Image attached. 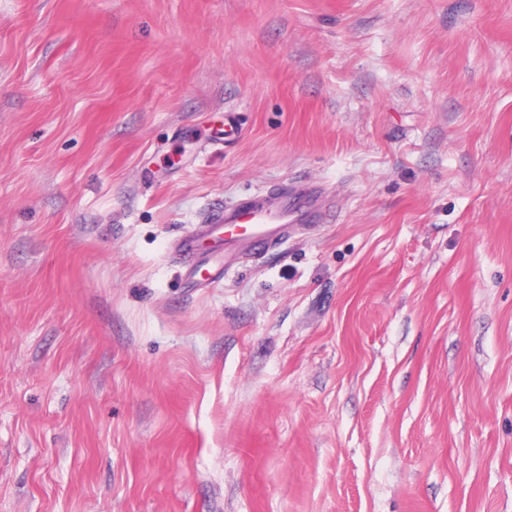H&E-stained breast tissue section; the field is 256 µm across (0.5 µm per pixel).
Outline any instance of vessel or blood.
Returning <instances> with one entry per match:
<instances>
[{
	"label": "vessel or blood",
	"instance_id": "obj_1",
	"mask_svg": "<svg viewBox=\"0 0 512 512\" xmlns=\"http://www.w3.org/2000/svg\"><path fill=\"white\" fill-rule=\"evenodd\" d=\"M322 219L321 210L309 200L274 193L259 201L225 208L211 222L206 235L183 240L179 250L189 260L211 243L223 247L224 259L229 262L283 239L291 226L317 224Z\"/></svg>",
	"mask_w": 512,
	"mask_h": 512
}]
</instances>
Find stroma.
I'll use <instances>...</instances> for the list:
<instances>
[{
	"mask_svg": "<svg viewBox=\"0 0 512 512\" xmlns=\"http://www.w3.org/2000/svg\"><path fill=\"white\" fill-rule=\"evenodd\" d=\"M0 512H512V0H0ZM322 219L321 209L306 198L274 193L261 201L224 207L222 215L209 223L204 236L183 240L179 251L191 260L210 239L214 248L224 246L226 266L240 254H253L263 245L283 239L291 226L319 224Z\"/></svg>",
	"mask_w": 512,
	"mask_h": 512,
	"instance_id": "stroma-1",
	"label": "stroma"
}]
</instances>
